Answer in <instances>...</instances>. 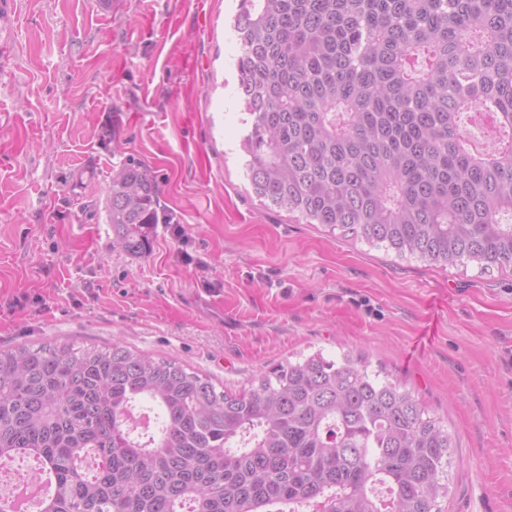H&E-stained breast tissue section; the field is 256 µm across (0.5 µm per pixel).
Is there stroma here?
Returning <instances> with one entry per match:
<instances>
[{"label":"stroma","instance_id":"obj_1","mask_svg":"<svg viewBox=\"0 0 512 512\" xmlns=\"http://www.w3.org/2000/svg\"><path fill=\"white\" fill-rule=\"evenodd\" d=\"M14 3L0 9V348L120 343L232 392L351 350L447 425L448 512H512V271L400 258L264 207L241 148L238 0ZM129 162L169 217L141 258L113 249L104 212Z\"/></svg>","mask_w":512,"mask_h":512}]
</instances>
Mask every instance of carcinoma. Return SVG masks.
Here are the masks:
<instances>
[{"label":"carcinoma","mask_w":512,"mask_h":512,"mask_svg":"<svg viewBox=\"0 0 512 512\" xmlns=\"http://www.w3.org/2000/svg\"><path fill=\"white\" fill-rule=\"evenodd\" d=\"M255 196L400 257L512 266V0H239ZM499 128L467 146L462 115ZM112 247L168 218L140 165L112 174ZM54 481L40 512H444L448 427L348 351L241 393L114 343L0 348V461Z\"/></svg>","instance_id":"cac0c4a2"}]
</instances>
